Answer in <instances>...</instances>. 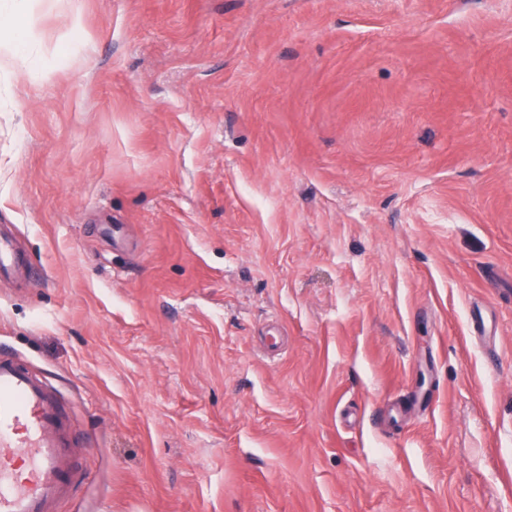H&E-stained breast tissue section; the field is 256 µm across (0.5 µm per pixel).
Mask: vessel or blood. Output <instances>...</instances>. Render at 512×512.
Wrapping results in <instances>:
<instances>
[{
	"label": "vessel or blood",
	"instance_id": "obj_1",
	"mask_svg": "<svg viewBox=\"0 0 512 512\" xmlns=\"http://www.w3.org/2000/svg\"><path fill=\"white\" fill-rule=\"evenodd\" d=\"M0 242V278L28 267ZM77 445L58 389L0 352V512H56L75 488Z\"/></svg>",
	"mask_w": 512,
	"mask_h": 512
}]
</instances>
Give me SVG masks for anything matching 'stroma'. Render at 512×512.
<instances>
[{
  "label": "stroma",
  "instance_id": "obj_1",
  "mask_svg": "<svg viewBox=\"0 0 512 512\" xmlns=\"http://www.w3.org/2000/svg\"><path fill=\"white\" fill-rule=\"evenodd\" d=\"M0 351L57 512H512V0H37ZM23 268L29 270L26 255L9 242L2 243L0 240V279L5 274L17 272ZM77 448L58 389L0 352V512H56L75 488Z\"/></svg>",
  "mask_w": 512,
  "mask_h": 512
}]
</instances>
